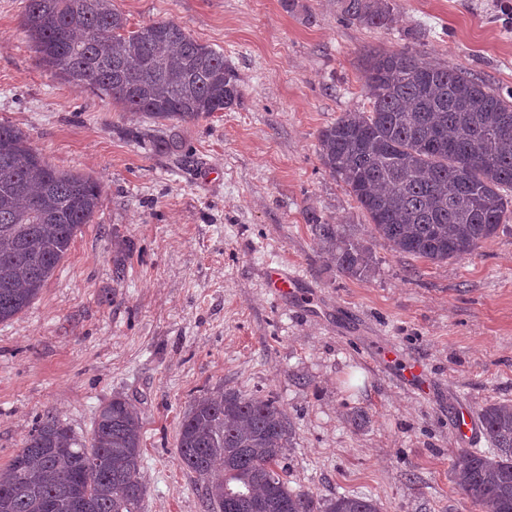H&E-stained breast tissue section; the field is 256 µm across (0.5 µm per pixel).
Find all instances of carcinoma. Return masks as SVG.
<instances>
[{"mask_svg": "<svg viewBox=\"0 0 512 512\" xmlns=\"http://www.w3.org/2000/svg\"><path fill=\"white\" fill-rule=\"evenodd\" d=\"M392 0H342L345 20L393 21ZM22 27L40 62L155 124L195 123L239 106L237 72L172 19L136 30L112 0H25ZM367 112H345L318 135L319 158L367 214L374 239L442 263L473 253L512 217V89L413 52L364 58ZM99 184L53 168L17 128L0 123V323L35 300L76 233L93 223ZM317 244L344 274L365 277L369 246L314 212ZM489 447L458 449L456 484L478 512H512V403L485 407ZM142 421L122 396L97 410L89 442L50 413L0 476V512H141ZM289 426L272 400L203 394L184 414L178 455L202 481L212 512H382L368 497H319L288 485Z\"/></svg>", "mask_w": 512, "mask_h": 512, "instance_id": "obj_1", "label": "carcinoma"}]
</instances>
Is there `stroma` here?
Instances as JSON below:
<instances>
[{
    "label": "stroma",
    "mask_w": 512,
    "mask_h": 512,
    "mask_svg": "<svg viewBox=\"0 0 512 512\" xmlns=\"http://www.w3.org/2000/svg\"><path fill=\"white\" fill-rule=\"evenodd\" d=\"M113 3L130 28L172 19L223 50L243 103L169 127L177 149L153 151L126 135L148 129L141 115L44 67L24 0H0V123L101 187L94 222L0 323V470L43 413L86 437L120 394L142 419V512H211L177 446L193 399L224 389L283 409L293 489L367 496L383 512H476L450 474L451 413L512 401V220L459 260L396 252L323 168L318 133L368 110L363 58L376 48L512 88V0H396L387 29L343 20L341 0ZM310 211L371 247L369 276L325 258ZM281 264L305 280L288 299L266 282ZM387 343L400 361L378 357ZM406 360L426 367L430 397L401 383Z\"/></svg>",
    "instance_id": "35a3bbf8"
}]
</instances>
